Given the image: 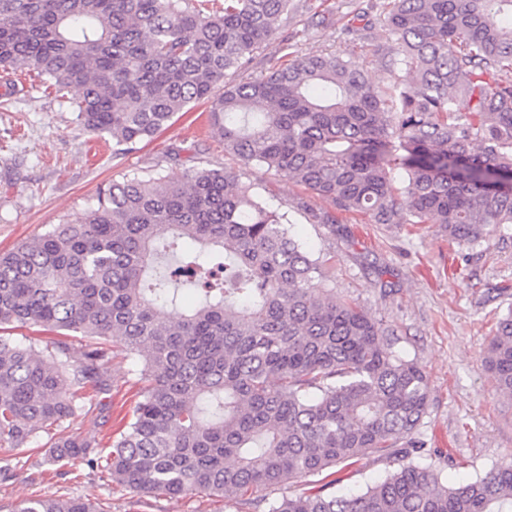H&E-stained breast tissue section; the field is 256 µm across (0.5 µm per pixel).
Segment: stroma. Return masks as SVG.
<instances>
[{"mask_svg":"<svg viewBox=\"0 0 512 512\" xmlns=\"http://www.w3.org/2000/svg\"><path fill=\"white\" fill-rule=\"evenodd\" d=\"M383 2L292 0L275 35L245 70L228 73V81L268 74L292 54L336 52L349 54L371 83L390 87L396 40ZM208 111V103H195L151 140L122 151L110 137L78 127L69 97L56 95L34 75L16 76L11 87L0 83V252L49 225L81 218L110 182L137 174L178 178L201 166L232 171L269 205L288 211L297 236L331 266L337 298L357 303L394 332L402 354L426 371L430 402L419 429L423 461L452 483L474 479L503 461L512 453V403L498 394L481 360L497 318L512 306V295L497 293L512 284V229L478 246L452 249L433 224L385 226L346 215L330 200L225 152ZM140 369L138 359L113 344L108 422H100L96 401L88 398L66 421L67 431L107 444L131 415L142 386ZM47 455L44 448H0V458L11 462L9 479L0 480V500L70 494L90 498L103 512H266L265 500L319 484L308 477L235 498L142 496L87 468L75 477L62 475ZM389 468L388 459L374 455L336 466L335 477L356 490Z\"/></svg>","mask_w":512,"mask_h":512,"instance_id":"1","label":"stroma"}]
</instances>
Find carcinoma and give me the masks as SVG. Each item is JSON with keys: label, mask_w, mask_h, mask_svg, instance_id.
<instances>
[{"label": "carcinoma", "mask_w": 512, "mask_h": 512, "mask_svg": "<svg viewBox=\"0 0 512 512\" xmlns=\"http://www.w3.org/2000/svg\"><path fill=\"white\" fill-rule=\"evenodd\" d=\"M214 2L0 0V72H36L73 96L79 127L128 148L207 101L224 151L372 224H435L459 247L512 226V0H388L385 90L336 53L224 83L291 0ZM327 278L288 213L232 172L109 183L82 220L0 254V330L54 336L45 348L0 336V447L45 434L51 462L133 492L224 498L380 454L391 470L366 489L267 512H512V463L450 484L419 461L426 372ZM114 342L144 385L101 455L62 425L88 390L108 412ZM482 365L512 401V307ZM0 512L103 510L72 496Z\"/></svg>", "instance_id": "1"}]
</instances>
